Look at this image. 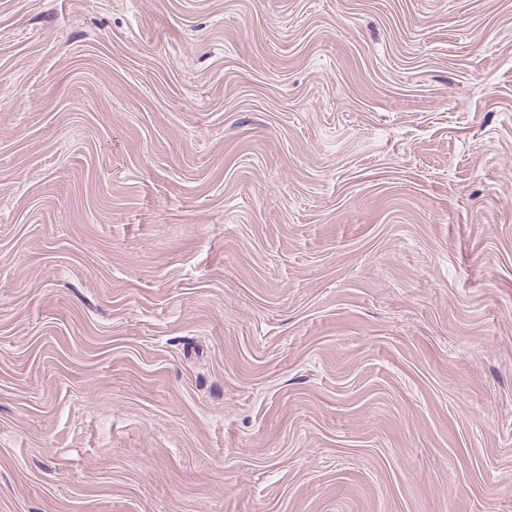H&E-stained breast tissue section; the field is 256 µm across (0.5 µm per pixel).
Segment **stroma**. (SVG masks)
<instances>
[{"instance_id":"obj_1","label":"stroma","mask_w":512,"mask_h":512,"mask_svg":"<svg viewBox=\"0 0 512 512\" xmlns=\"http://www.w3.org/2000/svg\"><path fill=\"white\" fill-rule=\"evenodd\" d=\"M0 512H512V0H0Z\"/></svg>"}]
</instances>
